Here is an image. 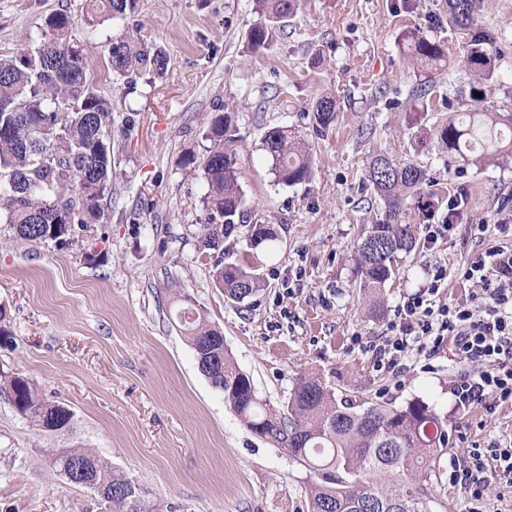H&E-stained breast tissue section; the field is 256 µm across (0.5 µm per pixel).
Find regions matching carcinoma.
<instances>
[{
    "label": "carcinoma",
    "instance_id": "cac0c4a2",
    "mask_svg": "<svg viewBox=\"0 0 512 512\" xmlns=\"http://www.w3.org/2000/svg\"><path fill=\"white\" fill-rule=\"evenodd\" d=\"M137 2L87 0L85 21L102 16L124 21L136 13ZM255 2L257 19L247 41L262 55L298 3ZM476 3L445 0L450 34L465 45V65L478 75L468 92L471 104L433 131L450 161L470 154L512 156V113L476 105L486 97L497 59V38L471 26ZM73 24L67 11L54 12L39 46L0 57V221L19 239L62 247L71 243L75 227L99 222L104 201L112 198V100L88 78L87 62L70 42ZM403 42L414 66H448L445 41L409 32ZM167 65L163 49L133 34L112 39L105 59V71L121 76L162 73ZM335 118V97H321L313 109L316 134L329 130ZM231 124L230 114L219 113L206 132L211 146L203 162L207 191L199 239L213 286L224 287V296L242 305L264 282L243 264L224 262V241L239 232L244 214ZM263 148L277 183L291 186L309 178V147L292 130L268 129ZM429 184L428 170L417 164L400 165L381 154L370 160L366 185L380 210L354 245L358 287L368 294H379L395 277L400 259L417 249L418 225L429 223L435 209ZM178 316L198 369L224 403L252 434L287 449L313 474L308 512H432L437 475L448 454V427L428 403L366 405L336 397L312 377L298 381L288 401L275 408L258 397L250 375L223 350L219 330L204 312L189 305ZM0 392L38 431L61 432L73 424L72 409L45 400L28 378L0 375ZM45 456L65 478L80 470L72 483L93 493L98 500L93 512H162L138 482L88 448H47Z\"/></svg>",
    "mask_w": 512,
    "mask_h": 512
}]
</instances>
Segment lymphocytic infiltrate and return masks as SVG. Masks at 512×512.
<instances>
[{"instance_id":"f902f5d3","label":"lymphocytic infiltrate","mask_w":512,"mask_h":512,"mask_svg":"<svg viewBox=\"0 0 512 512\" xmlns=\"http://www.w3.org/2000/svg\"><path fill=\"white\" fill-rule=\"evenodd\" d=\"M464 276L478 287L474 302L445 303L437 294L446 271L432 269L427 286L397 306L378 366L394 367L415 348L435 353L447 346L464 365L452 388L459 406L482 404L489 395L512 400V250L487 247ZM448 480L463 489L468 512H492L491 482L512 484V440L449 459Z\"/></svg>"}]
</instances>
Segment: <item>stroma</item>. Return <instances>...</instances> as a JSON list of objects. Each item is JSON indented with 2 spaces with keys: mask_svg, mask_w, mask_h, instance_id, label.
Listing matches in <instances>:
<instances>
[{
  "mask_svg": "<svg viewBox=\"0 0 512 512\" xmlns=\"http://www.w3.org/2000/svg\"><path fill=\"white\" fill-rule=\"evenodd\" d=\"M86 0H0V55L31 45L53 12L75 20L71 40L111 98L112 202L104 223L77 231L64 248L15 238L0 223V373L31 379L43 397L70 406L72 432L47 436L0 396V512H83L89 490L51 467L44 448L93 449L173 512H307L310 475L287 451L252 435L197 368L171 317L189 294L224 335L258 396L281 407L301 375L317 374L340 397L402 406L418 398L448 419V454L512 437V400L487 397L458 407L460 369L448 350L410 351L398 374L377 368L375 344L394 310L447 272L438 296L469 302L463 277L488 242L512 249V158L445 165L429 132L459 107L473 77L462 44L451 66L428 74L430 93L413 96L419 73L404 33L439 34L444 0H298L265 55L247 33L253 0H139L123 25L83 20ZM475 27L498 39L497 74L487 104L512 112V0H480ZM166 51L162 75H138L136 90L105 79L104 55L126 28ZM336 99L325 135L310 116L324 94ZM235 115L240 183L249 222L278 239L253 251L266 286L247 307L213 288L197 257L207 185L201 162L212 115ZM288 126L311 148L313 175L277 184L262 139ZM426 168L439 187L435 221L448 201L467 198L447 237L419 228L415 256L378 295L357 288L354 244L379 200L364 183L374 155ZM489 227L478 235L477 225Z\"/></svg>",
  "mask_w": 512,
  "mask_h": 512,
  "instance_id": "35a3bbf8",
  "label": "stroma"
}]
</instances>
